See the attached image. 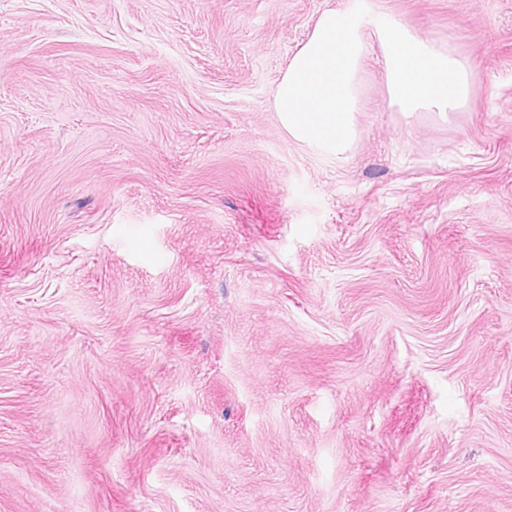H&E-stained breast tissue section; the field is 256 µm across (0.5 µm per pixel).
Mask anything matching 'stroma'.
<instances>
[{"label":"stroma","mask_w":512,"mask_h":512,"mask_svg":"<svg viewBox=\"0 0 512 512\" xmlns=\"http://www.w3.org/2000/svg\"><path fill=\"white\" fill-rule=\"evenodd\" d=\"M346 159L270 96L356 0H0V512H512V0Z\"/></svg>","instance_id":"obj_1"}]
</instances>
